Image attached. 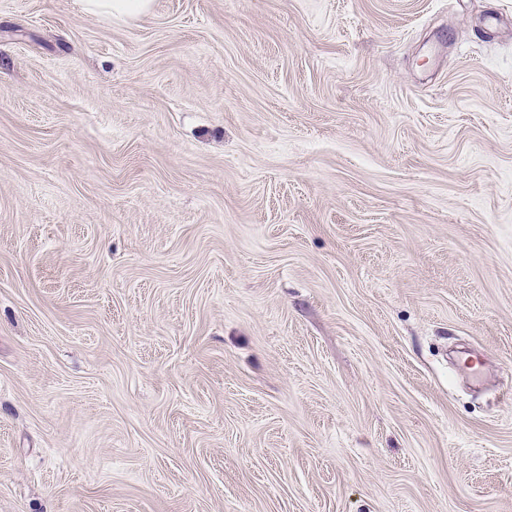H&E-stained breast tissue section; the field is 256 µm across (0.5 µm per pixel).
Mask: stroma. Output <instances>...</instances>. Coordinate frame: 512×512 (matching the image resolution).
Wrapping results in <instances>:
<instances>
[{"instance_id": "stroma-1", "label": "stroma", "mask_w": 512, "mask_h": 512, "mask_svg": "<svg viewBox=\"0 0 512 512\" xmlns=\"http://www.w3.org/2000/svg\"><path fill=\"white\" fill-rule=\"evenodd\" d=\"M0 512H512V0H0ZM84 9L110 19L134 20L147 15L153 0H82Z\"/></svg>"}]
</instances>
